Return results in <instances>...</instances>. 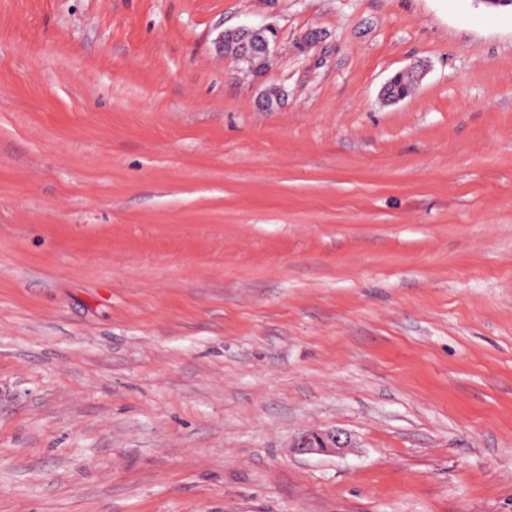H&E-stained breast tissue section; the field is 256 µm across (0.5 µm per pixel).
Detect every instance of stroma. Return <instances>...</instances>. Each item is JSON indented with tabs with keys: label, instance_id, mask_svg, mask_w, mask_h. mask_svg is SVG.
Listing matches in <instances>:
<instances>
[{
	"label": "stroma",
	"instance_id": "35a3bbf8",
	"mask_svg": "<svg viewBox=\"0 0 512 512\" xmlns=\"http://www.w3.org/2000/svg\"><path fill=\"white\" fill-rule=\"evenodd\" d=\"M0 512H512V7L0 0ZM272 35L267 31H257L251 34L245 44L234 31L224 34V51L230 52L235 57L248 64H254L257 68H261L268 57L266 46L271 44ZM300 454L336 455L351 448L350 435L340 428L313 430L301 433L292 446Z\"/></svg>",
	"mask_w": 512,
	"mask_h": 512
}]
</instances>
